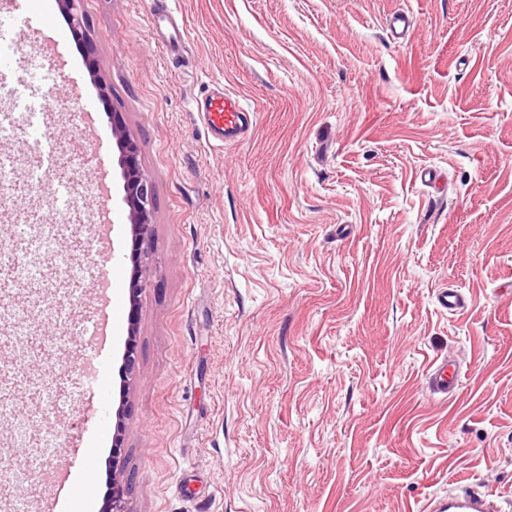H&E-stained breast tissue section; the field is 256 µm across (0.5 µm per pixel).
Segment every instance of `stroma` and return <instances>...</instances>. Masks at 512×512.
<instances>
[{
    "mask_svg": "<svg viewBox=\"0 0 512 512\" xmlns=\"http://www.w3.org/2000/svg\"><path fill=\"white\" fill-rule=\"evenodd\" d=\"M157 6L86 0L103 93L83 41L28 36L18 103H93L94 131L53 111L46 132L100 149L35 193L22 138L0 139L15 157L0 204V474L29 475L0 487V512H101L117 438L136 475L129 512H420L460 476L512 502V0H167L185 27L175 58L151 28ZM401 12L412 26L397 41ZM216 83L255 111L250 136L221 148L195 108ZM114 110L153 177L155 224L137 332L114 325L91 380L93 339L72 329L99 317L98 276L133 303L129 226L100 271L62 267L95 244L86 172L122 184ZM61 176L83 220L35 247L22 227L55 207ZM32 252L56 281L40 265L19 283ZM442 288L465 306L440 309ZM29 307L22 335L11 314ZM439 357L461 372L445 398L426 384ZM70 456L89 461L75 473L86 495L65 506Z\"/></svg>",
    "mask_w": 512,
    "mask_h": 512,
    "instance_id": "35a3bbf8",
    "label": "stroma"
}]
</instances>
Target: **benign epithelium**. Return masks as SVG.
<instances>
[{
    "label": "benign epithelium",
    "instance_id": "obj_1",
    "mask_svg": "<svg viewBox=\"0 0 512 512\" xmlns=\"http://www.w3.org/2000/svg\"><path fill=\"white\" fill-rule=\"evenodd\" d=\"M82 3L83 0H58L59 8L69 18L73 35L79 39L87 32V20ZM111 120L123 180L121 203L134 242L131 256L134 274L129 288L132 298L135 299L144 286L142 276L147 270L151 254L155 188L152 176L141 165L139 145L128 133L123 113L111 112ZM134 488V472L128 470L127 459L123 456L121 447L117 445L113 448L112 454V486L107 512H128L127 504Z\"/></svg>",
    "mask_w": 512,
    "mask_h": 512
}]
</instances>
